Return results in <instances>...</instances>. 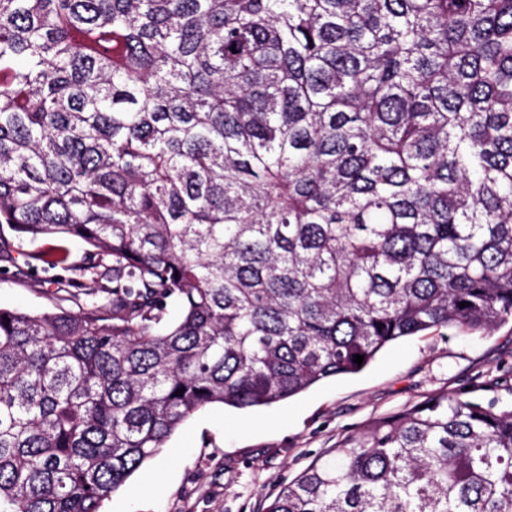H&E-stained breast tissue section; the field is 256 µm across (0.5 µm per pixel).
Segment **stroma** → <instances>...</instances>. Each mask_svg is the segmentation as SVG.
<instances>
[{
    "label": "stroma",
    "instance_id": "35a3bbf8",
    "mask_svg": "<svg viewBox=\"0 0 512 512\" xmlns=\"http://www.w3.org/2000/svg\"><path fill=\"white\" fill-rule=\"evenodd\" d=\"M66 259H35L40 244L0 261V306L51 312L50 282L82 278L85 245ZM488 402L512 398V322L481 331L430 330L385 347L362 372L325 380L283 403L250 412L214 406L188 419L162 451L112 495L107 512H266L284 484L369 421L437 392Z\"/></svg>",
    "mask_w": 512,
    "mask_h": 512
}]
</instances>
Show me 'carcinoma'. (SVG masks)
<instances>
[{
	"instance_id": "obj_1",
	"label": "carcinoma",
	"mask_w": 512,
	"mask_h": 512,
	"mask_svg": "<svg viewBox=\"0 0 512 512\" xmlns=\"http://www.w3.org/2000/svg\"><path fill=\"white\" fill-rule=\"evenodd\" d=\"M67 239L112 303L0 307V512H102L207 407L508 322L512 0H0V258ZM267 512H512V407L431 395Z\"/></svg>"
}]
</instances>
